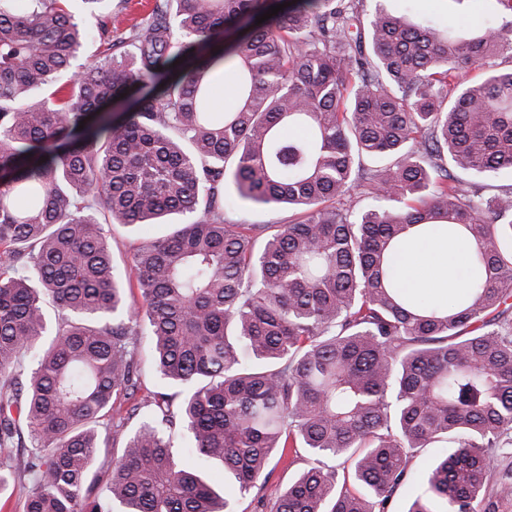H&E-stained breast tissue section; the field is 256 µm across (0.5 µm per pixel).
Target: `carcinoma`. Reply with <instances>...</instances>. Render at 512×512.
<instances>
[{
	"mask_svg": "<svg viewBox=\"0 0 512 512\" xmlns=\"http://www.w3.org/2000/svg\"><path fill=\"white\" fill-rule=\"evenodd\" d=\"M67 2L0 0V495L20 479L24 512H114L90 481L98 430L142 390L146 347L158 384L112 458L123 512H235L279 451L307 466L257 507L392 512L420 448L448 454L408 512H502L512 187L487 197L458 172L512 169L495 61L512 20L461 40L380 10L365 26L361 0H290L225 45L267 0H162L114 53L104 0H81L91 27ZM467 65L484 79L459 82ZM360 182L376 206L351 199ZM226 186L306 217L226 224ZM186 213L125 281L104 225ZM444 226L473 251L441 307L398 288L393 260Z\"/></svg>",
	"mask_w": 512,
	"mask_h": 512,
	"instance_id": "cac0c4a2",
	"label": "carcinoma"
}]
</instances>
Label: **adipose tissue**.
I'll return each instance as SVG.
<instances>
[{"instance_id": "adipose-tissue-1", "label": "adipose tissue", "mask_w": 512, "mask_h": 512, "mask_svg": "<svg viewBox=\"0 0 512 512\" xmlns=\"http://www.w3.org/2000/svg\"><path fill=\"white\" fill-rule=\"evenodd\" d=\"M470 240L445 235L441 230L411 235L397 260V282L411 293L445 296L466 276Z\"/></svg>"}]
</instances>
